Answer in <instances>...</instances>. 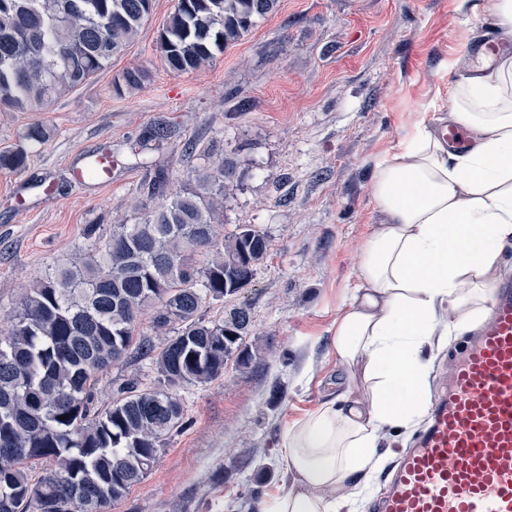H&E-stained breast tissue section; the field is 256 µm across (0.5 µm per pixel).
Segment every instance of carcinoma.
Wrapping results in <instances>:
<instances>
[{
  "label": "carcinoma",
  "mask_w": 512,
  "mask_h": 512,
  "mask_svg": "<svg viewBox=\"0 0 512 512\" xmlns=\"http://www.w3.org/2000/svg\"><path fill=\"white\" fill-rule=\"evenodd\" d=\"M152 7L153 0H0V111H43L89 82L138 36ZM277 7L278 0H176L157 50L170 70L196 71ZM148 79V70L131 67L112 88L121 94ZM49 137L40 122L23 134L33 144ZM27 166L24 149L0 151L1 171ZM235 176L228 160L197 173V189L169 193L139 224L113 225L97 253L26 289L0 330V512H107L183 428L176 391L220 377L232 357L251 362L248 308L214 320L198 315L205 301L246 286L269 250L253 224L217 234L216 197ZM147 310L152 328L173 332L161 348L140 332ZM131 349L154 366V384L127 379L108 408L95 409L100 374ZM41 459L50 469L34 481L28 466Z\"/></svg>",
  "instance_id": "obj_1"
}]
</instances>
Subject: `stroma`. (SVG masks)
I'll return each instance as SVG.
<instances>
[{
  "label": "stroma",
  "instance_id": "obj_1",
  "mask_svg": "<svg viewBox=\"0 0 512 512\" xmlns=\"http://www.w3.org/2000/svg\"><path fill=\"white\" fill-rule=\"evenodd\" d=\"M175 0H153L136 40L87 84L42 112H0V149L43 122L20 174L0 171V326L33 283L87 258L113 225L135 224L165 201L151 187L156 168L188 187L186 174L234 160L242 173L224 201L218 231L253 224L269 239L252 280L206 319L247 306L248 366L227 362L205 385L178 396L187 424L149 476L110 512H253L256 499L285 488L283 429L321 403L343 399L349 374L331 346L358 285L361 251L378 213L375 162L411 132L416 113L438 119L453 74L449 59L470 53L499 23L491 0H279L275 13L206 67L175 73L157 37ZM142 65L141 89L116 94L112 81ZM158 122L172 135L140 153ZM112 150L109 183H76L86 156ZM153 384L150 363L133 355L99 378L98 406L124 379ZM414 431L393 432L392 449L360 494H378Z\"/></svg>",
  "mask_w": 512,
  "mask_h": 512
}]
</instances>
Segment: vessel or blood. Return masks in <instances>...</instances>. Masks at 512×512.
Here are the masks:
<instances>
[{
	"instance_id": "obj_1",
	"label": "vessel or blood",
	"mask_w": 512,
	"mask_h": 512,
	"mask_svg": "<svg viewBox=\"0 0 512 512\" xmlns=\"http://www.w3.org/2000/svg\"><path fill=\"white\" fill-rule=\"evenodd\" d=\"M372 512H512V282L460 345Z\"/></svg>"
}]
</instances>
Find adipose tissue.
<instances>
[{
    "mask_svg": "<svg viewBox=\"0 0 512 512\" xmlns=\"http://www.w3.org/2000/svg\"><path fill=\"white\" fill-rule=\"evenodd\" d=\"M448 68L458 78L446 120L469 132L471 149L449 154L441 125L422 116L375 165L380 222L332 341L340 363L361 366L366 396L324 402L283 431L290 485L254 512H345L348 483L383 462L384 432L426 416L432 337L486 315L499 251L512 239V55L460 56Z\"/></svg>",
    "mask_w": 512,
    "mask_h": 512,
    "instance_id": "1",
    "label": "adipose tissue"
}]
</instances>
